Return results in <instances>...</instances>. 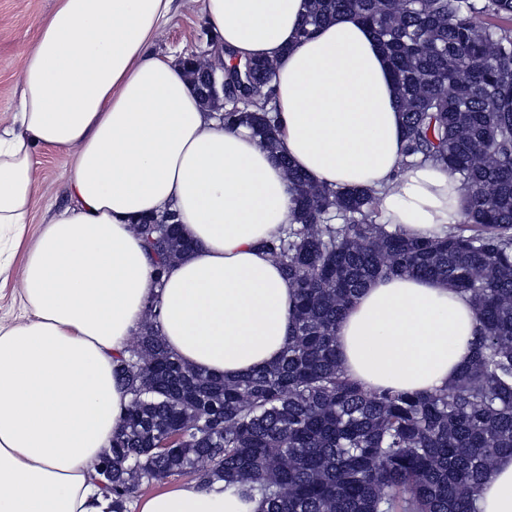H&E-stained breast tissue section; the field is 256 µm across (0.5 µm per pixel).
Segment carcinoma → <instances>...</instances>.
<instances>
[{
	"instance_id": "obj_1",
	"label": "carcinoma",
	"mask_w": 512,
	"mask_h": 512,
	"mask_svg": "<svg viewBox=\"0 0 512 512\" xmlns=\"http://www.w3.org/2000/svg\"><path fill=\"white\" fill-rule=\"evenodd\" d=\"M370 27L391 62L406 148L457 176L464 220L439 237L379 222L375 191L321 186L290 165L268 103L274 66L225 80L224 126L246 128L288 175L292 221L263 243L295 288L279 362L234 379L185 364L148 307L115 358L130 400L108 455L111 512L142 482L191 474L240 512H472L497 458L512 454V0H307L300 36L338 14ZM261 87L252 95L249 85ZM178 217L138 229L156 284L191 249ZM430 277L467 294L481 328L472 362L426 393L368 389L340 369L336 335L377 277Z\"/></svg>"
}]
</instances>
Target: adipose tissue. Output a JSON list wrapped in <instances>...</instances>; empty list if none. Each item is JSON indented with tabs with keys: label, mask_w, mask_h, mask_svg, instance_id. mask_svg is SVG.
Wrapping results in <instances>:
<instances>
[{
	"label": "adipose tissue",
	"mask_w": 512,
	"mask_h": 512,
	"mask_svg": "<svg viewBox=\"0 0 512 512\" xmlns=\"http://www.w3.org/2000/svg\"><path fill=\"white\" fill-rule=\"evenodd\" d=\"M174 0H56L0 124V275L38 201L35 151H66L68 203L43 224L15 288L23 311L0 325V512H105L92 477L129 397L113 375L152 298L188 365L227 379L278 361L295 291L259 248L290 223L294 193L270 152L202 106L183 65L153 45ZM214 64L273 61L274 104L291 164L330 188H371L382 221L442 237L465 211L455 175L400 167L403 118L386 53L352 14L298 39L304 0H202ZM173 210L192 251L162 291L134 224ZM468 297L426 278H377L338 326L346 376L432 392L474 355ZM477 512H512V455L497 459ZM139 512H238L223 492L183 483Z\"/></svg>",
	"instance_id": "ef3b65f1"
}]
</instances>
